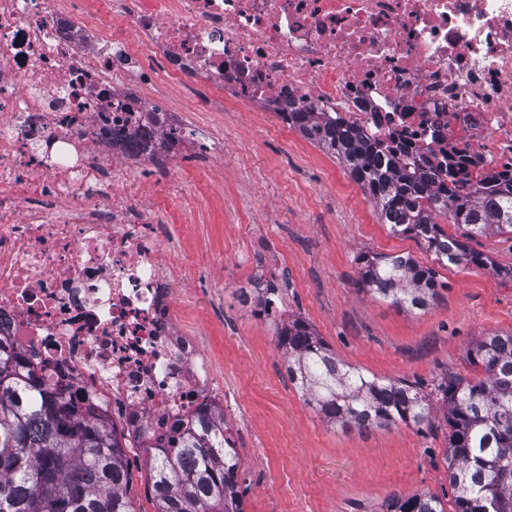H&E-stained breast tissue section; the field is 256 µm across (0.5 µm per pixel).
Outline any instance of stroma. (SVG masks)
Here are the masks:
<instances>
[{
	"mask_svg": "<svg viewBox=\"0 0 512 512\" xmlns=\"http://www.w3.org/2000/svg\"><path fill=\"white\" fill-rule=\"evenodd\" d=\"M171 97L203 131L224 134L223 159L180 174L166 259L196 281L179 294V328L196 337L236 402L243 512H381L393 494H450L443 431L344 430L306 404L288 379L277 321L242 300L253 259L241 236L248 224L269 235L262 264L280 288L283 318L309 323L368 375L427 390L444 373L469 375L464 352L476 337L512 331V237L468 240L494 270L440 264L426 242L380 224L362 188L322 147L265 128L245 110L200 112L192 94L175 89ZM364 253L408 255L432 269L437 302L409 312L359 292ZM126 463L136 512H155L144 452L127 449Z\"/></svg>",
	"mask_w": 512,
	"mask_h": 512,
	"instance_id": "obj_1",
	"label": "stroma"
}]
</instances>
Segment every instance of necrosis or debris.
Returning <instances> with one entry per match:
<instances>
[{"label": "necrosis or debris", "mask_w": 512, "mask_h": 512, "mask_svg": "<svg viewBox=\"0 0 512 512\" xmlns=\"http://www.w3.org/2000/svg\"><path fill=\"white\" fill-rule=\"evenodd\" d=\"M204 112L328 113L512 174V0H0V344L144 449L224 386L176 327L163 197Z\"/></svg>", "instance_id": "4bbe7bcc"}]
</instances>
